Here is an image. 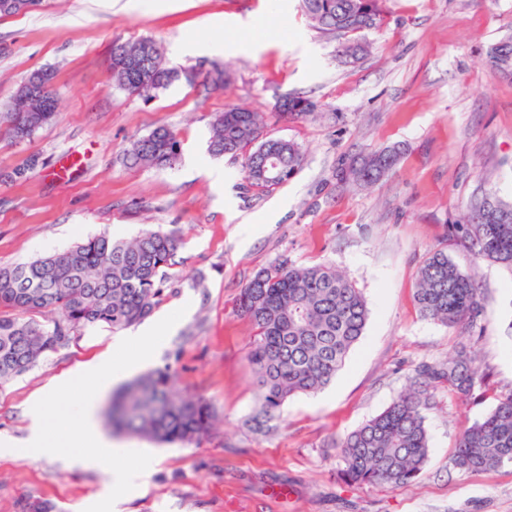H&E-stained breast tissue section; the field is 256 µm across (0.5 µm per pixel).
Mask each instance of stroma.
Instances as JSON below:
<instances>
[{"label": "stroma", "mask_w": 512, "mask_h": 512, "mask_svg": "<svg viewBox=\"0 0 512 512\" xmlns=\"http://www.w3.org/2000/svg\"><path fill=\"white\" fill-rule=\"evenodd\" d=\"M382 24L367 31L368 55L343 64L335 35L312 26L299 0H41L0 17V113L21 81L48 69L59 115L18 141L0 127V267L61 252L100 233L128 240L146 226L175 232L176 266L154 316L184 317L147 364L169 367L176 390L202 398L217 418L201 442L161 444L101 430L123 450L156 463L126 512H512V467L462 472L451 456L459 433L512 392V269L474 259L448 228L470 201L493 192L512 200V78L488 62L512 36V0H383ZM270 18L274 27L246 50L206 44ZM148 37L167 66L227 67L221 88L178 80L151 99L112 81L114 41ZM183 43L203 52L175 55ZM302 94L315 117L278 120V98ZM266 112L268 136L304 153L288 183L269 193L246 187L240 159L208 150L210 123L225 106ZM160 126L178 131L170 168L133 167L131 142ZM403 144L406 154L378 184L340 182L342 159ZM224 173L215 187L210 169ZM474 274L484 330L477 347L486 387L462 398L439 387L426 413L430 453L422 479L389 488L352 487L339 475L335 444L382 412L420 364L447 359L465 333L424 318L414 302L430 252ZM333 263L370 308L362 340L333 381L283 405L275 429L248 424L259 393L248 352L249 321L235 301L258 269L279 258ZM115 332H77L69 344L0 385V441L28 432L29 404L53 380L112 350ZM104 472L57 458L0 456V512H85Z\"/></svg>", "instance_id": "1"}]
</instances>
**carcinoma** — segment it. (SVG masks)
<instances>
[{
    "label": "carcinoma",
    "mask_w": 512,
    "mask_h": 512,
    "mask_svg": "<svg viewBox=\"0 0 512 512\" xmlns=\"http://www.w3.org/2000/svg\"><path fill=\"white\" fill-rule=\"evenodd\" d=\"M301 9L317 29L349 37L340 49L349 62L368 52L364 33L383 21L381 0H301ZM110 67L119 88L146 98L178 77L149 38L113 45ZM52 80L49 70L32 73L0 116L15 138L33 136L57 116ZM277 111L293 118L315 115L313 102L303 96L289 97ZM265 124V113L229 106L215 115L209 142L214 156L242 158L245 179L258 192L288 182L303 161L297 142L264 135ZM181 152L178 133L161 126L133 141L126 160L133 166L170 168ZM269 158L284 170L281 177L263 176ZM391 168L378 150L341 161L337 176L369 187ZM499 206L508 219L477 220L470 203L467 223L448 227V236L464 242L475 257L512 268V202L501 199ZM178 246L175 233L146 228L129 241L98 235L60 254L0 268V384L58 351L83 327L118 331L149 316L171 278ZM414 299L427 319L471 331L481 327L474 277L443 249L420 267ZM236 312L254 331L248 358L260 393V410L251 419L258 430L268 427L289 398L316 393L332 381L370 317L362 291L335 265H298L286 258L255 273L240 291ZM485 382L477 356L464 349L445 364L419 366L408 388L383 412L336 444L345 483L399 487L418 482L430 452L428 389L446 384L469 396ZM112 425L157 442H191L209 433L213 412L205 401L175 391L163 367L112 395ZM452 465L464 472L512 466V392L459 434Z\"/></svg>",
    "instance_id": "carcinoma-1"
}]
</instances>
